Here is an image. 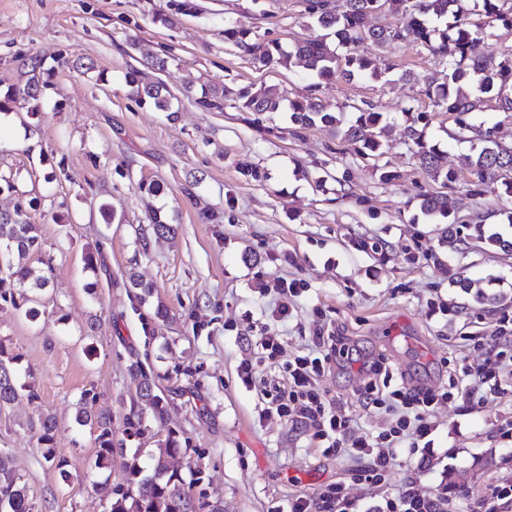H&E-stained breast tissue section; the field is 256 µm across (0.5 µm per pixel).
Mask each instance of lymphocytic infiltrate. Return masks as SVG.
I'll return each mask as SVG.
<instances>
[{"label":"lymphocytic infiltrate","mask_w":512,"mask_h":512,"mask_svg":"<svg viewBox=\"0 0 512 512\" xmlns=\"http://www.w3.org/2000/svg\"><path fill=\"white\" fill-rule=\"evenodd\" d=\"M474 346L495 349L494 358L477 366L459 365L447 385L409 388L396 382L382 361L364 362L358 369V398L370 413L383 414L382 431L356 434L349 417L320 380L331 364L354 361L345 337L316 332L306 352L283 358V338L276 329L263 330L255 341V356L240 362L237 374L247 387H259L266 403L263 417L303 425L317 447L349 458L355 476L370 486L386 485L397 454L428 452L438 425L434 409L462 398L465 410L479 409L488 397L512 389V315L502 314L495 329L473 339ZM446 493L418 491L405 485L387 497L383 512H447ZM285 512H361L345 482L326 485L317 497L289 499Z\"/></svg>","instance_id":"obj_1"}]
</instances>
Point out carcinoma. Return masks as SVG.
<instances>
[{"instance_id": "1", "label": "carcinoma", "mask_w": 512, "mask_h": 512, "mask_svg": "<svg viewBox=\"0 0 512 512\" xmlns=\"http://www.w3.org/2000/svg\"><path fill=\"white\" fill-rule=\"evenodd\" d=\"M464 0H307L310 18L324 30L316 39L296 40L288 49L276 41L250 42V32L236 27L224 28V36L249 52L256 63L266 67L285 59H294L303 64L318 80L330 82L341 77L352 80L356 77L378 78L383 74L380 58L361 53L357 47L368 45L380 50L390 48L412 37L421 42L434 56L447 64V74L441 82L432 81L425 95L433 106L454 116L455 140L472 143L474 150L471 165L476 180L469 191L474 197L488 192H498L509 206L498 211L502 223L512 225V143H504L495 135V128L471 120L482 98L492 95L498 100L501 112H512V49L489 55H474L471 46L477 40L479 29L473 28L463 6ZM482 4L484 16L491 24L512 28V0H475ZM388 9L400 15L402 23L397 29L374 28L368 18L377 11ZM349 49L344 58L336 55V45ZM25 66L31 73L23 89H11L6 98L13 101L17 96L29 104V112L36 116L40 103L50 89V81L43 77L41 62L29 59ZM127 85L138 102L152 106L162 112L172 108L174 95L161 81L152 80L140 69L126 74ZM232 98L235 108L253 115V121L262 122L265 114L278 112L282 100L276 87L262 86L232 92L226 88L208 89L196 99L205 110L221 111L224 100ZM357 115L346 121L343 113L333 111L320 98L312 95L288 101L290 122L298 128H307L317 123L333 126L343 133L346 140L361 145L360 154L373 162L383 154L380 141L387 123V116L373 105L355 107ZM406 134L414 146V155L420 166L435 181L442 182L445 192L426 194L420 203L423 216L433 224L443 221L454 223L453 184L456 175L443 164L444 155L439 147L426 139L418 124H428L427 116L420 112L408 118ZM156 237L164 238L175 232L158 212L150 217ZM442 237L451 248L457 245H472L476 248L493 247L505 254L512 253V236L504 235L484 224H475L470 241L453 234L449 228ZM41 243L35 225L26 219L21 206H15L11 215L0 212V301L11 304L26 317L35 320L41 307V292L50 283L52 269L40 266L37 258ZM19 355L8 351L0 342V407H8L19 398L34 402L39 399L35 384L19 382L13 365ZM129 375L136 385L138 400L150 409V414L139 410L125 419L126 438L115 439L112 431V414L106 410H93L88 393H83L78 402L76 423L91 424L96 428L95 465L108 467L113 454L123 452L126 440H133L150 432L157 425L163 438L157 441V452L150 455L152 475H143L139 454H134L125 463L124 480L113 485L105 480L96 485V491L106 500L108 512H224L218 504L209 500L207 494L195 493L194 488L202 482V468L198 464L189 466L194 479L187 482L179 470L170 467L171 459L187 454V441L180 431L169 426L168 403L157 392L155 380L136 361L129 366ZM57 422L51 415L39 421L37 440L44 446L42 458L46 465L57 470L63 480L70 478L68 461L56 456L53 442ZM0 512H39L38 505L30 495L24 476L16 470L9 452L0 448Z\"/></svg>"}]
</instances>
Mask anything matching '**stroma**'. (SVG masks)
Segmentation results:
<instances>
[{"mask_svg": "<svg viewBox=\"0 0 512 512\" xmlns=\"http://www.w3.org/2000/svg\"><path fill=\"white\" fill-rule=\"evenodd\" d=\"M228 26L285 47L319 33L305 0H0V91L24 86L23 63L32 57L53 83L38 115L24 100L9 103L24 139L0 130V175L16 186L0 192V211L23 205L42 242L40 257L53 268L39 319L0 303V342L19 355V376L33 374L40 395L0 411V448L45 512H106L96 483L119 482L126 454L154 450V437L136 439L110 468H97L95 430L75 422V404L87 392L96 408L111 411L114 434L122 436L135 397L128 367L136 360L160 373L187 457L199 460L202 488L224 512H279L288 499L315 496L338 480L366 504L379 502L378 490L355 480L352 462L316 448L309 431L260 420L261 396L237 376L255 336L274 323L272 298L260 288L277 278L306 285L283 329L285 354L304 350L318 329L332 330L364 356L386 359L415 387L446 384L460 362H482L470 337L512 312V256L450 250L440 225L420 212L423 195L440 185L404 143L409 111L429 114L426 136L457 173L461 232L504 205L495 193H468L472 145L449 139L453 120L424 93L427 78L443 69L438 58L408 40L382 52L390 68L381 78L319 86L300 66L258 67L225 40ZM77 59L93 70L75 68ZM156 59L165 62L157 78L176 97L171 113L140 105L124 79ZM405 73L410 81H402ZM263 83L285 100L312 93L338 110L374 105L391 123L383 155L363 159L320 125L295 130L284 112L255 124L232 101L220 112L196 103L211 87ZM245 163L254 175L242 172ZM378 163L399 180L381 182ZM143 181L164 190L148 195L138 188ZM106 204L116 215L109 224L101 216ZM155 210L175 226L173 240L154 239ZM207 210L216 221L204 219ZM131 270L153 286L151 301L140 302L130 288ZM460 271L483 286L487 302L455 287ZM433 301L451 314H431ZM159 303L170 313L164 326L153 317ZM392 325L405 336L391 344L385 334ZM323 385L357 433L381 427L358 402L353 376L334 367ZM46 414L58 422L54 450L69 462L66 481L45 464L33 431ZM436 416L429 459L397 460L388 490L410 483L432 492L445 484L453 512H469L468 492L512 479V444L496 435L498 424L512 421V392L470 413L450 402Z\"/></svg>", "mask_w": 512, "mask_h": 512, "instance_id": "stroma-1", "label": "stroma"}]
</instances>
